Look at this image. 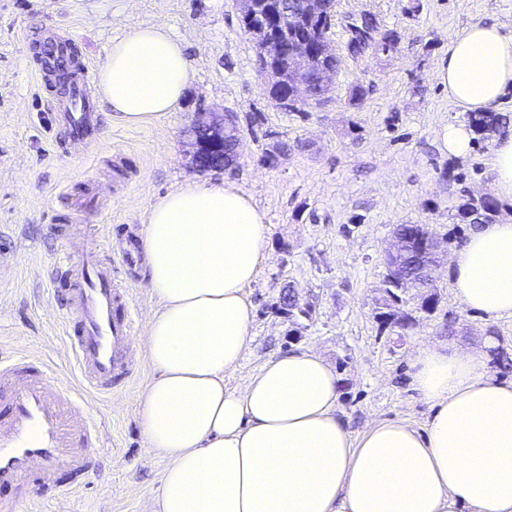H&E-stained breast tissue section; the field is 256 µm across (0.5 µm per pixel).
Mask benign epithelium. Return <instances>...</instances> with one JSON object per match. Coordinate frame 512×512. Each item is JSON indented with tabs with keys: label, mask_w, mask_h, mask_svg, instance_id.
Returning <instances> with one entry per match:
<instances>
[{
	"label": "benign epithelium",
	"mask_w": 512,
	"mask_h": 512,
	"mask_svg": "<svg viewBox=\"0 0 512 512\" xmlns=\"http://www.w3.org/2000/svg\"><path fill=\"white\" fill-rule=\"evenodd\" d=\"M242 24L253 37L258 49V72L267 82L268 90L276 89L277 84L291 81L294 92L291 96L280 97L274 103L285 111H292L302 102L310 100V92L315 86L329 87L336 73L333 68L313 67L305 57L288 48L281 38L282 21L288 18L287 0H236ZM406 252V244L395 235L387 255L388 272L399 285L407 281L399 277V269L393 261ZM441 240L436 235L425 237L421 249L415 255L424 280L432 281L434 268L440 261Z\"/></svg>",
	"instance_id": "1"
}]
</instances>
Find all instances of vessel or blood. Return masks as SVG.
<instances>
[{
    "instance_id": "b4317fda",
    "label": "vessel or blood",
    "mask_w": 512,
    "mask_h": 512,
    "mask_svg": "<svg viewBox=\"0 0 512 512\" xmlns=\"http://www.w3.org/2000/svg\"><path fill=\"white\" fill-rule=\"evenodd\" d=\"M38 39L33 73L50 106L64 119L72 140L90 142L99 123L95 70L77 58L75 42L55 29L25 31ZM73 301L65 319L77 383L61 381L48 363L33 367L17 355L0 360V487L23 496L0 499V512H22L40 501L64 470L87 473L100 439L88 414V393L108 394L115 381L131 378L133 318L128 294L114 273L104 242L65 248L53 276Z\"/></svg>"
}]
</instances>
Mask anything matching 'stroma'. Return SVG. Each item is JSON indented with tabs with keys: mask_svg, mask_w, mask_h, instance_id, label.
Wrapping results in <instances>:
<instances>
[{
	"mask_svg": "<svg viewBox=\"0 0 512 512\" xmlns=\"http://www.w3.org/2000/svg\"><path fill=\"white\" fill-rule=\"evenodd\" d=\"M370 14L379 31L399 36L394 51L355 58L346 53V20ZM474 22L512 30V0H338L330 39L342 55L327 102L304 113L275 107L256 68V48L235 0H0V239L13 243L0 266V355L63 360L66 297L51 270L69 234L109 226L113 235L144 229L157 198L196 177L185 155L203 112H235L240 159L229 171L210 170L251 195L269 226L268 258L247 292L255 307L244 359L224 375L242 388L268 359L297 348L320 351L335 368L338 413L352 433L374 420L421 425L427 405L410 385L408 364L423 343L479 348L493 338L512 354V319L464 309L451 289L450 256L473 228L457 207L463 196L493 192V144L469 156L445 154L439 130L457 118L435 71L448 41ZM154 26L181 40L193 77L179 108L143 127L105 119L95 141H69L38 94L32 64L36 43L24 30L57 27L79 53L102 63L113 41L134 26ZM363 86L362 100L352 98ZM288 146L277 164L263 160L274 144ZM94 194L93 209L75 221L66 186ZM399 224H424L449 236L448 256L435 268L437 304L407 289L400 311L406 327L380 324L384 254ZM132 299L135 327L132 379L111 395L90 398L103 448L87 474L62 472L77 496L46 497L44 512H152L166 463L149 447L139 401L155 372L144 350L160 305L144 266H118ZM294 285L312 305L293 327L275 305Z\"/></svg>",
	"mask_w": 512,
	"mask_h": 512,
	"instance_id": "stroma-1",
	"label": "stroma"
}]
</instances>
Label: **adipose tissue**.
Masks as SVG:
<instances>
[{
    "label": "adipose tissue",
    "instance_id": "adipose-tissue-1",
    "mask_svg": "<svg viewBox=\"0 0 512 512\" xmlns=\"http://www.w3.org/2000/svg\"><path fill=\"white\" fill-rule=\"evenodd\" d=\"M191 78L180 40L138 26L113 42L98 92L113 119L140 127L178 108ZM437 78L461 113L438 140L467 156L475 133L463 113L512 91V32L476 22L454 33ZM267 232L251 198L221 180L187 181L149 208L146 279L161 310L145 339L157 376L139 413L168 461L157 512H512V381L489 376L483 351L418 346L409 377L425 424L374 421L357 437L337 414L339 377L314 349L225 385L248 346L246 289ZM451 277L464 309L512 317V224L472 232Z\"/></svg>",
    "mask_w": 512,
    "mask_h": 512
}]
</instances>
